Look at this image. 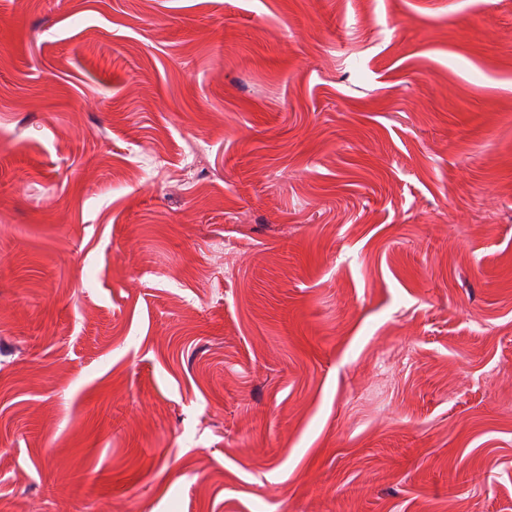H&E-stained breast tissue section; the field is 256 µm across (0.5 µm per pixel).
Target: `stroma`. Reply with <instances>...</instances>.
I'll use <instances>...</instances> for the list:
<instances>
[{"instance_id": "1", "label": "stroma", "mask_w": 512, "mask_h": 512, "mask_svg": "<svg viewBox=\"0 0 512 512\" xmlns=\"http://www.w3.org/2000/svg\"><path fill=\"white\" fill-rule=\"evenodd\" d=\"M0 339L14 512H512V0H0Z\"/></svg>"}]
</instances>
